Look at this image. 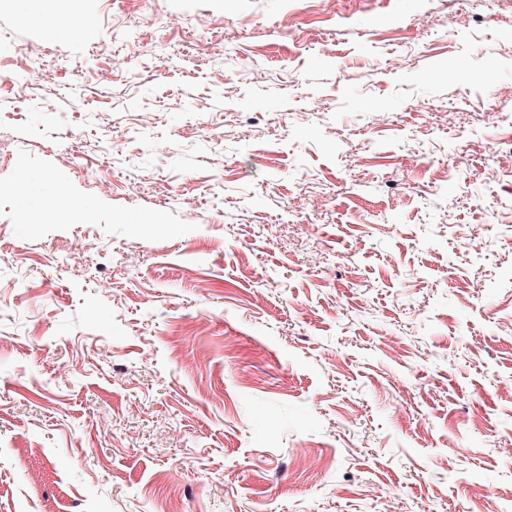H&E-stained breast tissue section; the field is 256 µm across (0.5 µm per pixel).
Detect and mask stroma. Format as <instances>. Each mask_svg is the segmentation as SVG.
Returning <instances> with one entry per match:
<instances>
[{
	"mask_svg": "<svg viewBox=\"0 0 512 512\" xmlns=\"http://www.w3.org/2000/svg\"><path fill=\"white\" fill-rule=\"evenodd\" d=\"M500 82L512 0H0V512H512Z\"/></svg>",
	"mask_w": 512,
	"mask_h": 512,
	"instance_id": "obj_1",
	"label": "stroma"
}]
</instances>
